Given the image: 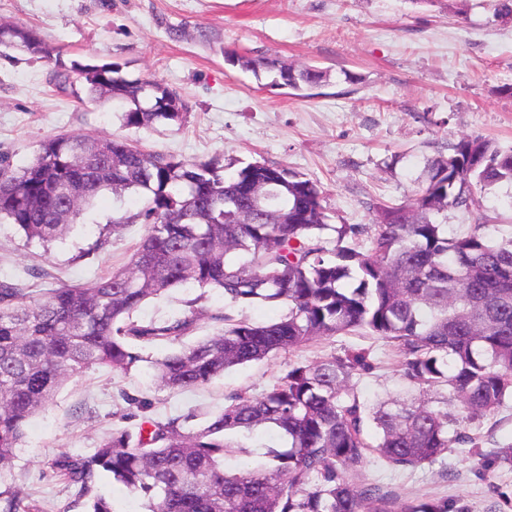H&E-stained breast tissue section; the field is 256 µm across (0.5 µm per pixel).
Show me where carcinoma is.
I'll use <instances>...</instances> for the list:
<instances>
[{
  "instance_id": "obj_1",
  "label": "carcinoma",
  "mask_w": 512,
  "mask_h": 512,
  "mask_svg": "<svg viewBox=\"0 0 512 512\" xmlns=\"http://www.w3.org/2000/svg\"><path fill=\"white\" fill-rule=\"evenodd\" d=\"M0 47L51 58L35 31L12 23L0 22ZM234 61L300 92L326 79L277 57ZM55 79L78 82L88 100L121 103L125 128L187 122L176 92L129 79L114 63L74 64ZM224 169L218 158L148 153L117 136H49L22 166L0 154V224L14 225L26 242L49 249L104 192L122 204L134 196L140 206L121 209L76 258L132 224L144 227L129 261L90 285L63 283L32 302L21 284L0 281V476L29 421L67 381L96 366L139 369L141 343H173L202 320L217 324L155 361L159 385L182 393L232 368L365 331L393 343L407 383L374 407L354 382L373 368L362 350L291 364L261 394L229 393L215 410L152 418L151 401L125 392L122 418L142 421L113 429L88 454L53 456L52 477L84 512H112L95 494L104 474L136 494L145 512H450L446 499H403L345 473L369 457L416 469L474 446L454 428L458 416L479 419L512 399V237L493 240L476 224L450 238L437 219L470 211L476 189L512 184V149L460 136L448 155L427 163L412 198L380 208L372 224H330L321 186L288 168L255 161L229 175ZM327 230L335 237H324ZM187 285L202 294L182 315L136 318L147 301ZM209 289L232 306L286 312L264 323L211 312ZM262 431L281 444L266 447L258 467L226 465L248 453L239 437ZM0 512L44 508L7 486Z\"/></svg>"
}]
</instances>
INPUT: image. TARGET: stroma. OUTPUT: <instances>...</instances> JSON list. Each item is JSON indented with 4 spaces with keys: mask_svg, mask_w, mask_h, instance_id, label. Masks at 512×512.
<instances>
[{
    "mask_svg": "<svg viewBox=\"0 0 512 512\" xmlns=\"http://www.w3.org/2000/svg\"><path fill=\"white\" fill-rule=\"evenodd\" d=\"M33 29L59 49L65 65L116 63L129 77L157 80L185 101L184 126L127 129L111 104L78 101L58 89L54 67L0 51V154L21 165L40 142L64 133L121 136L147 152L205 161H267L317 180L332 224H369L380 206L411 196L427 159L460 135L512 147V18L491 0H0V22ZM237 53L276 56L325 70L310 96L272 86L229 62ZM470 212L448 213V234L482 225L493 239L512 236V185L476 191ZM112 195L99 196L84 224L50 250L0 224V277L27 281L34 293L61 283L88 285L124 265L143 228L76 260L112 217ZM43 271L40 280L25 272ZM373 364L359 391L372 400L401 389L399 359L385 339L338 335L240 366L198 390L172 394L145 370L95 367L69 380L29 423L7 485L43 502L47 512H82L50 475L57 453L85 454L120 425L119 390L148 398L162 418L215 409L225 394L257 395L288 365L349 350ZM458 431L476 446L433 465L391 470L369 461L350 483L377 480L403 498H445L454 512H512V469L484 467L512 444V401Z\"/></svg>",
    "mask_w": 512,
    "mask_h": 512,
    "instance_id": "obj_1",
    "label": "stroma"
}]
</instances>
